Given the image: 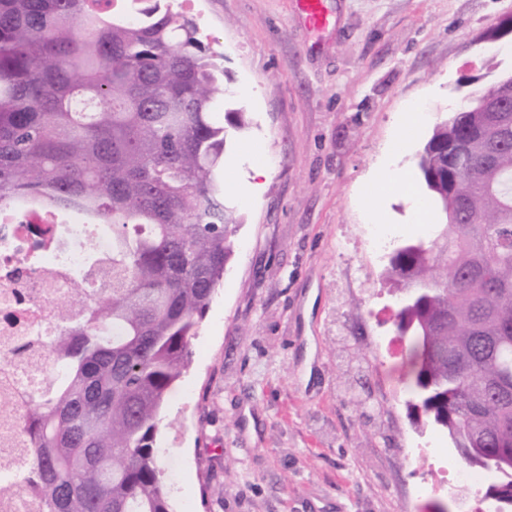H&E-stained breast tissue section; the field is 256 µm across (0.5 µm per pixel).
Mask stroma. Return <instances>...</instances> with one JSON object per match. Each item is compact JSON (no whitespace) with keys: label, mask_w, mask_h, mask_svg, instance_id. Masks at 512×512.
<instances>
[{"label":"stroma","mask_w":512,"mask_h":512,"mask_svg":"<svg viewBox=\"0 0 512 512\" xmlns=\"http://www.w3.org/2000/svg\"><path fill=\"white\" fill-rule=\"evenodd\" d=\"M170 4L223 54L251 118L222 171L235 256L156 436L174 512H460L420 491L406 456L428 449L431 479L461 464L411 408L405 353L386 350L398 297L370 235L442 224L416 221L415 155L512 72V37H487L512 0H326L320 32L295 0ZM385 173L409 193L381 192Z\"/></svg>","instance_id":"1"}]
</instances>
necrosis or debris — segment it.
Returning a JSON list of instances; mask_svg holds the SVG:
<instances>
[{
    "label": "necrosis or debris",
    "mask_w": 512,
    "mask_h": 512,
    "mask_svg": "<svg viewBox=\"0 0 512 512\" xmlns=\"http://www.w3.org/2000/svg\"><path fill=\"white\" fill-rule=\"evenodd\" d=\"M112 254V234L103 224L72 218L60 223L55 211L21 204L0 211V429L19 428L34 395L54 383L47 359L12 357L11 336H36L48 343L59 334L52 314L58 302H76L75 275L84 273V290L95 294L100 285L88 275L91 258ZM22 448L0 438V512H39L40 495L18 470Z\"/></svg>",
    "instance_id": "1"
}]
</instances>
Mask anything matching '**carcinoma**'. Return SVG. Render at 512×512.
I'll return each instance as SVG.
<instances>
[{"label":"carcinoma","mask_w":512,"mask_h":512,"mask_svg":"<svg viewBox=\"0 0 512 512\" xmlns=\"http://www.w3.org/2000/svg\"><path fill=\"white\" fill-rule=\"evenodd\" d=\"M111 2L0 0V210L35 199L112 230L111 292L56 305L41 349L64 378L20 426L43 512H173L158 423L240 226L219 174L250 120L216 53L163 0H137L134 25ZM486 94L418 154L444 227L397 242L387 279L413 407L512 503V112L489 122Z\"/></svg>","instance_id":"1"}]
</instances>
